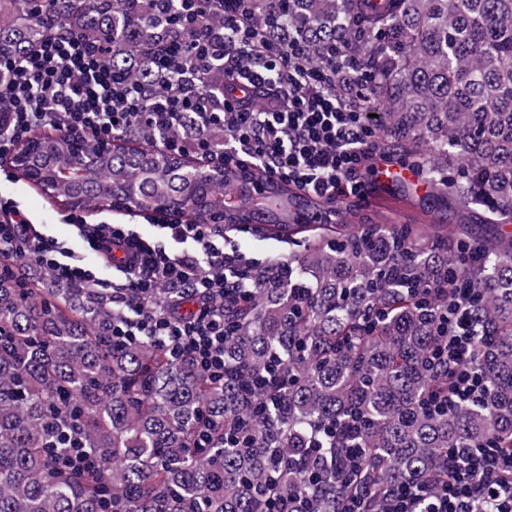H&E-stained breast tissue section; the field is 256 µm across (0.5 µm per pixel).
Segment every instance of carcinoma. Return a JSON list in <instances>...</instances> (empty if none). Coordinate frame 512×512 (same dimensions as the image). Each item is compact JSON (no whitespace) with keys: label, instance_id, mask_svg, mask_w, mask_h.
<instances>
[{"label":"carcinoma","instance_id":"carcinoma-1","mask_svg":"<svg viewBox=\"0 0 512 512\" xmlns=\"http://www.w3.org/2000/svg\"><path fill=\"white\" fill-rule=\"evenodd\" d=\"M204 24L224 26V0ZM179 0H47L46 22L110 44L104 64L165 91L154 67L180 39ZM33 0H0V57L44 35ZM270 40L300 36L309 57L343 50L369 74L383 114L381 141L397 164L464 215L485 204L482 227L438 213L382 224L379 211L313 201L248 169L210 171L152 144L143 130L112 149L43 135L19 143L16 178L70 210L112 207L184 214L230 232L257 228L301 250L288 277L270 272L248 299L224 308V379L208 378L158 338L123 343V307L0 253V512H336L351 486L385 492L441 477L450 448H512V0H253ZM214 102L224 64L212 63ZM477 292L475 362L487 392L449 413L432 410L434 322L456 282ZM273 377L255 397L244 388ZM358 437L329 436L350 415ZM102 461L83 473L56 465L71 442ZM363 448L362 474L338 466Z\"/></svg>","mask_w":512,"mask_h":512}]
</instances>
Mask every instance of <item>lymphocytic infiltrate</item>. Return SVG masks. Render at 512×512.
Instances as JSON below:
<instances>
[{
  "instance_id": "obj_1",
  "label": "lymphocytic infiltrate",
  "mask_w": 512,
  "mask_h": 512,
  "mask_svg": "<svg viewBox=\"0 0 512 512\" xmlns=\"http://www.w3.org/2000/svg\"><path fill=\"white\" fill-rule=\"evenodd\" d=\"M181 3L189 30L157 60V68L173 79L161 95L106 66L103 49L54 29L19 60L0 58V71L9 73L0 90L8 100L0 110V156L44 132L106 141L134 127L148 128L161 148L208 165L237 159L317 198L364 199L382 121L364 93L356 62L340 53L332 64L315 65L300 38L264 39L252 23L251 0L226 6L220 39L195 26L197 0ZM219 57L225 76L245 93L225 97L217 111L204 86L188 92L183 84L209 75L211 60ZM343 70L351 83L342 88L336 76ZM189 107L197 111V131L172 137ZM216 131L224 134L220 151L211 148ZM75 230L82 242L78 252L36 230L14 203L0 204V253L49 268L63 287L102 285L86 254L127 247L130 262L112 285V299L132 312L113 324V336L123 342L163 337L172 354L190 357L206 375L223 379L224 341L231 334L224 306L249 296L268 263L247 258L222 232L182 218L154 225L149 235L130 224L79 223ZM163 286L173 296L195 300V309L184 314L178 305L161 304L157 290ZM470 304L466 289L452 291L437 323L438 346L428 359L448 380L434 397L444 411L476 403L485 393L473 363ZM444 468L447 478L434 484L390 489L387 512H512V448H452Z\"/></svg>"
}]
</instances>
